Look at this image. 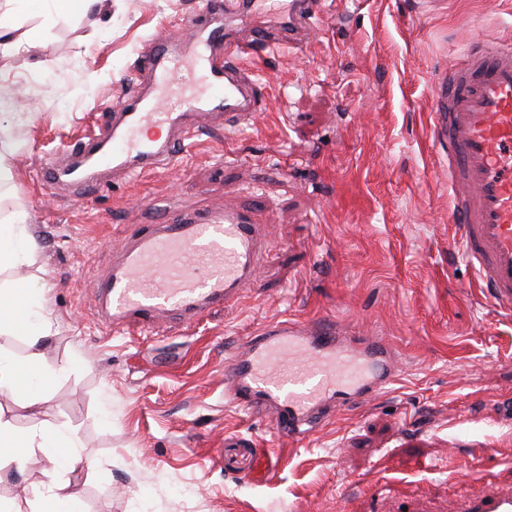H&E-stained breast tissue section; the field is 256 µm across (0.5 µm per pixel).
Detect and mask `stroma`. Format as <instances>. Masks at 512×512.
Wrapping results in <instances>:
<instances>
[{
	"label": "stroma",
	"instance_id": "stroma-1",
	"mask_svg": "<svg viewBox=\"0 0 512 512\" xmlns=\"http://www.w3.org/2000/svg\"><path fill=\"white\" fill-rule=\"evenodd\" d=\"M195 0H105L25 13L0 52V121L18 143L0 219L23 215L36 261L0 280L32 289L55 322L44 371L66 367L40 405L0 394L20 432H74L79 460L31 449L0 461V504L42 512L63 485L83 512H448L487 483L512 490V319L453 253L448 154L431 138L433 76L473 37H512V0H327L296 47L271 29L254 63L268 108L229 134L187 145L173 169L121 175L65 207L39 168L62 161L122 96L142 46ZM24 113L17 123L16 113ZM243 203L268 224L257 282L233 306L149 335L101 323L93 282L125 226L175 208ZM330 319L399 350L395 380L298 440L224 396V362L270 321ZM237 435L280 459L248 479Z\"/></svg>",
	"mask_w": 512,
	"mask_h": 512
}]
</instances>
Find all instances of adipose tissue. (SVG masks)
I'll return each instance as SVG.
<instances>
[{"instance_id":"ef3b65f1","label":"adipose tissue","mask_w":512,"mask_h":512,"mask_svg":"<svg viewBox=\"0 0 512 512\" xmlns=\"http://www.w3.org/2000/svg\"><path fill=\"white\" fill-rule=\"evenodd\" d=\"M35 260L31 238L23 219L0 225V270L27 265ZM34 293L18 288L0 289V332L12 330L19 323H27L32 353L28 362H20L0 354V391L23 394L29 404L40 403L42 384L30 378L29 373L39 359L37 347L54 333V322L49 315L36 309ZM78 444L75 434L59 430H34L19 433L6 421L0 420V457H8L17 466H24L28 449L48 448L57 465L70 464Z\"/></svg>"}]
</instances>
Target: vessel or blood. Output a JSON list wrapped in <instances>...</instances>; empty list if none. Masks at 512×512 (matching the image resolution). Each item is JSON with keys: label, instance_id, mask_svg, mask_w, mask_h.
Returning a JSON list of instances; mask_svg holds the SVG:
<instances>
[{"label": "vessel or blood", "instance_id": "obj_1", "mask_svg": "<svg viewBox=\"0 0 512 512\" xmlns=\"http://www.w3.org/2000/svg\"><path fill=\"white\" fill-rule=\"evenodd\" d=\"M254 4L239 0L231 16L223 0H205L152 36L134 67L136 89L111 108V130L79 139L66 167H43V188L96 186L112 167L151 174L170 167L186 140L252 121L265 95L246 61L269 46L265 31L250 27ZM322 6L289 0L275 20L299 41ZM246 28L249 38L240 39ZM435 83L431 134L448 153L451 247L473 267L487 301L511 317L512 38L472 43ZM265 250L264 227L245 208L133 225L94 282L98 314L114 329L149 331L163 315L177 326L195 324L238 301ZM396 371L395 353L381 337L348 336L330 320H285L257 331L226 362L225 395L240 410L271 417L279 436L301 438L330 412L390 384ZM461 512H512V493L465 501Z\"/></svg>", "mask_w": 512, "mask_h": 512}]
</instances>
